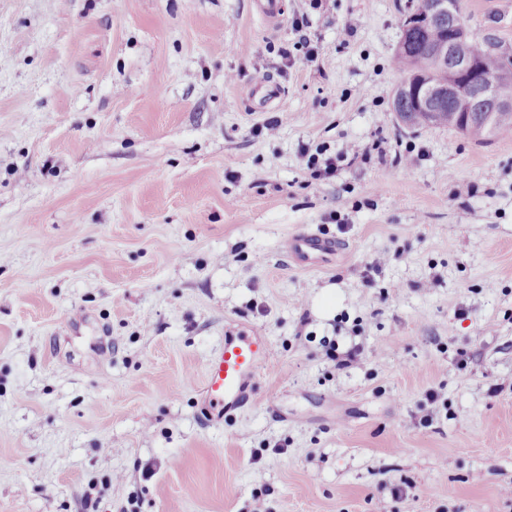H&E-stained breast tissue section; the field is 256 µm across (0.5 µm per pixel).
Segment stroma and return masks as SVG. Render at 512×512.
I'll use <instances>...</instances> for the list:
<instances>
[{"mask_svg":"<svg viewBox=\"0 0 512 512\" xmlns=\"http://www.w3.org/2000/svg\"><path fill=\"white\" fill-rule=\"evenodd\" d=\"M256 3L0 0V512H512V137L397 126L405 0ZM462 6L512 53V0ZM236 327L272 355L213 421ZM335 237L318 231L304 230L290 238L288 253L299 266H319L333 261L341 252ZM271 354L267 336L248 331L225 333L224 345L207 363L204 391L208 401L202 404L204 413L212 417L214 400L221 406L217 419L249 405L259 392V375Z\"/></svg>","mask_w":512,"mask_h":512,"instance_id":"1","label":"stroma"}]
</instances>
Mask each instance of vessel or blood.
<instances>
[{
  "label": "vessel or blood",
  "mask_w": 512,
  "mask_h": 512,
  "mask_svg": "<svg viewBox=\"0 0 512 512\" xmlns=\"http://www.w3.org/2000/svg\"><path fill=\"white\" fill-rule=\"evenodd\" d=\"M341 250L335 237L318 231H301L288 242V252L300 266L330 263ZM271 354L268 337L248 331L225 334L223 346L207 363L204 412L227 417L249 405L259 392V375Z\"/></svg>",
  "instance_id": "b4317fda"
}]
</instances>
